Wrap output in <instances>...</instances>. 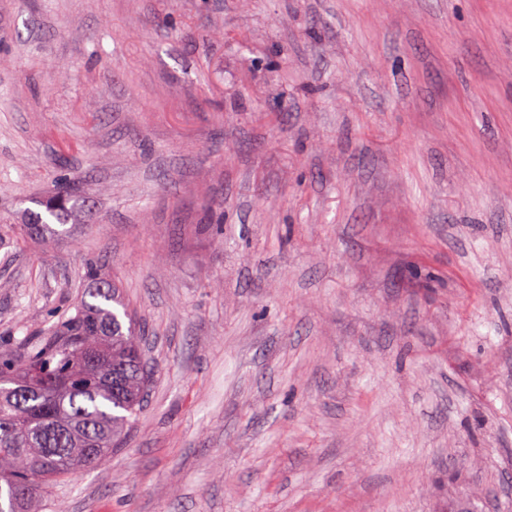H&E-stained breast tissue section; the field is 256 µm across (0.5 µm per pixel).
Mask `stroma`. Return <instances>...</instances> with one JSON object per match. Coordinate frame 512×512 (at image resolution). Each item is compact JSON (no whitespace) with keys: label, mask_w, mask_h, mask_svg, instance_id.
<instances>
[{"label":"stroma","mask_w":512,"mask_h":512,"mask_svg":"<svg viewBox=\"0 0 512 512\" xmlns=\"http://www.w3.org/2000/svg\"><path fill=\"white\" fill-rule=\"evenodd\" d=\"M91 263L154 373L41 512H512V0H0V352ZM73 194L67 188L60 191L55 197L45 201H37V206L45 208L43 216L39 211L25 209L18 211L14 224H23L22 230L34 236L43 244H50L59 240L68 231L57 229L51 224L64 227L67 224H81L82 210L76 204H70ZM34 225V227H32Z\"/></svg>","instance_id":"stroma-1"}]
</instances>
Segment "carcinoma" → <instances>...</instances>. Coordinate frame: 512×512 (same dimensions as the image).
<instances>
[{
	"instance_id": "obj_1",
	"label": "carcinoma",
	"mask_w": 512,
	"mask_h": 512,
	"mask_svg": "<svg viewBox=\"0 0 512 512\" xmlns=\"http://www.w3.org/2000/svg\"><path fill=\"white\" fill-rule=\"evenodd\" d=\"M63 189L18 211L15 223L43 244L78 224L82 210ZM91 284L52 326L16 353H0V512H39L41 493L112 454L147 397L150 369L143 330L125 322L116 286L96 271Z\"/></svg>"
}]
</instances>
